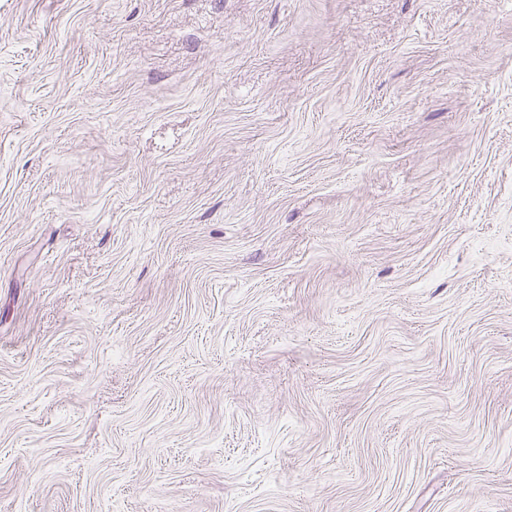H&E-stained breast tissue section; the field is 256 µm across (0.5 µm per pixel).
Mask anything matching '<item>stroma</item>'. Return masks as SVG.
I'll return each instance as SVG.
<instances>
[{
  "mask_svg": "<svg viewBox=\"0 0 512 512\" xmlns=\"http://www.w3.org/2000/svg\"><path fill=\"white\" fill-rule=\"evenodd\" d=\"M0 512H512V0H0Z\"/></svg>",
  "mask_w": 512,
  "mask_h": 512,
  "instance_id": "1",
  "label": "stroma"
}]
</instances>
